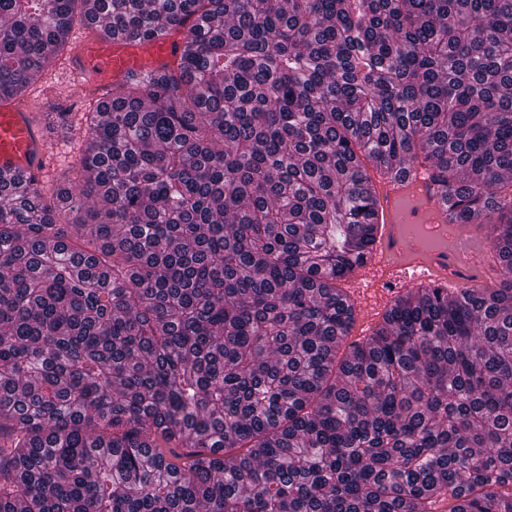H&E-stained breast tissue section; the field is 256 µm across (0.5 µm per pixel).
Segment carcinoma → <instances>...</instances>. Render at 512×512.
Segmentation results:
<instances>
[{"instance_id":"cac0c4a2","label":"carcinoma","mask_w":512,"mask_h":512,"mask_svg":"<svg viewBox=\"0 0 512 512\" xmlns=\"http://www.w3.org/2000/svg\"><path fill=\"white\" fill-rule=\"evenodd\" d=\"M77 2L0 0L1 102L72 51ZM85 21L183 45L82 113L51 193L0 179V512H512V0ZM419 162L500 286L412 288L348 344L369 171Z\"/></svg>"}]
</instances>
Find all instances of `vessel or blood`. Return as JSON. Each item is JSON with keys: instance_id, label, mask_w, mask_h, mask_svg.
I'll return each instance as SVG.
<instances>
[{"instance_id": "obj_1", "label": "vessel or blood", "mask_w": 512, "mask_h": 512, "mask_svg": "<svg viewBox=\"0 0 512 512\" xmlns=\"http://www.w3.org/2000/svg\"><path fill=\"white\" fill-rule=\"evenodd\" d=\"M181 44L177 35L144 47L124 39L102 42L92 37L72 56L71 64L101 93L108 94L113 84L129 73L175 62ZM44 157V145L29 112L16 101L1 104L0 177L38 175ZM375 191L377 224L359 274L367 282L371 298L359 303V320H373L376 310L388 307L397 295L412 288L485 283L491 247L467 225H449L447 248L416 251L410 246L406 199L418 198L419 210L428 221L446 219L444 198L431 180L430 169L414 167L406 174L377 181Z\"/></svg>"}]
</instances>
